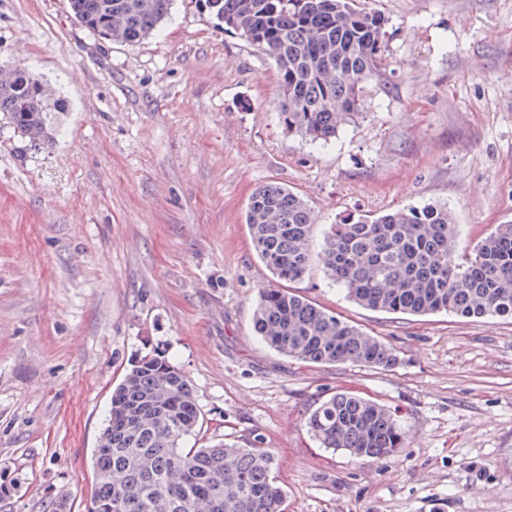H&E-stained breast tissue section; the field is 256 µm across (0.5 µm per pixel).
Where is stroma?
<instances>
[{
    "mask_svg": "<svg viewBox=\"0 0 512 512\" xmlns=\"http://www.w3.org/2000/svg\"><path fill=\"white\" fill-rule=\"evenodd\" d=\"M360 4L389 19L388 65L321 145L288 135L275 61L206 0H172L134 45L99 42L68 0H0V69L65 104L48 152L0 121V512H86L112 390L154 353L193 385L187 446L261 437L286 512H512V320L368 310L317 265L299 292L399 364H305L251 333L263 184L304 197L317 247L397 206L448 204L463 247L512 223V0ZM338 390L395 411L405 448L321 447L305 418Z\"/></svg>",
    "mask_w": 512,
    "mask_h": 512,
    "instance_id": "1",
    "label": "stroma"
}]
</instances>
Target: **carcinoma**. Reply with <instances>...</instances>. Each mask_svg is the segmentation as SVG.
<instances>
[{
  "mask_svg": "<svg viewBox=\"0 0 512 512\" xmlns=\"http://www.w3.org/2000/svg\"><path fill=\"white\" fill-rule=\"evenodd\" d=\"M74 19L103 42L133 45L160 30L171 0H69ZM224 28L262 48L279 74V119L311 142H328L363 109L364 84L386 61L388 19L356 0H208ZM62 102L29 68L0 72V118L34 147L59 133ZM254 252L271 274L257 288L252 331L277 354L302 362L390 369L394 348L282 284H297L314 263L357 305L411 316L512 318V224H498L459 249L446 204L360 214L324 231L305 199L279 184L247 206ZM200 410L189 377L162 356H143L125 371L93 454L95 490L88 512H285L287 491L276 458L257 438L184 448ZM324 448L382 460L405 447L390 409L337 391L306 418Z\"/></svg>",
  "mask_w": 512,
  "mask_h": 512,
  "instance_id": "obj_1",
  "label": "carcinoma"
}]
</instances>
